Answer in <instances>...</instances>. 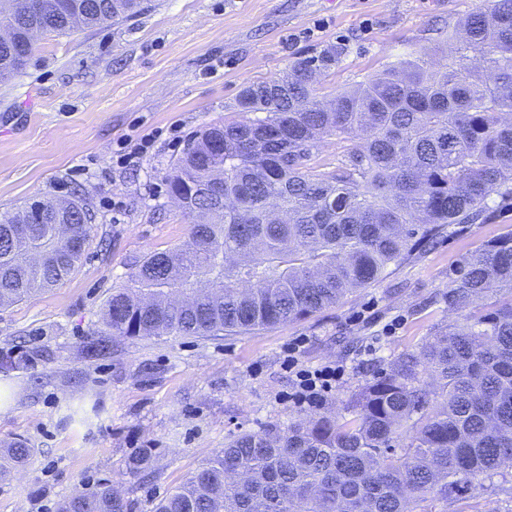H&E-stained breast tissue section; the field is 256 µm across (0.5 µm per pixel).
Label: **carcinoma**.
<instances>
[{
	"label": "carcinoma",
	"instance_id": "1",
	"mask_svg": "<svg viewBox=\"0 0 512 512\" xmlns=\"http://www.w3.org/2000/svg\"><path fill=\"white\" fill-rule=\"evenodd\" d=\"M143 0H12L14 40L32 26L93 28L133 18ZM454 53L436 68L410 56L331 98L318 76L336 47L294 61L286 74L245 85L244 120L208 125L166 177L191 231L148 253L101 313L117 336H215L306 319L418 255L450 224H471L497 192L512 197V0H487L448 34ZM29 56L0 43V82ZM350 143L333 169L311 166L325 138ZM35 200L0 214V307L69 277L84 253L56 229L88 241L92 214ZM16 224L28 236L7 241ZM174 292H191L179 306ZM491 306L475 307L481 297ZM448 309L469 320L382 369L343 412L270 423L205 459L155 512H434L512 457V231L464 260ZM34 454L0 447V479ZM108 482L59 512H130Z\"/></svg>",
	"mask_w": 512,
	"mask_h": 512
}]
</instances>
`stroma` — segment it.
<instances>
[{
	"instance_id": "stroma-1",
	"label": "stroma",
	"mask_w": 512,
	"mask_h": 512,
	"mask_svg": "<svg viewBox=\"0 0 512 512\" xmlns=\"http://www.w3.org/2000/svg\"><path fill=\"white\" fill-rule=\"evenodd\" d=\"M477 0H145L119 24L39 37L23 73L0 82V213L81 198L94 215L80 268L54 288L0 308V443L35 454L0 481V512H57L78 490L112 483L132 512L154 504L235 435L310 415L290 398L296 366L343 376L320 404L346 398L436 330L464 320L446 293L466 254L512 229V199L492 194L484 220L449 225L435 247L339 304L242 335L114 337L100 356V312L142 258L187 240L166 175L187 139L239 118L243 85L287 72L333 45L319 92L350 90L408 54L438 62ZM147 153L119 162L123 143ZM120 208H113V200ZM150 454L152 478L131 470ZM447 512H512V468L457 492Z\"/></svg>"
}]
</instances>
